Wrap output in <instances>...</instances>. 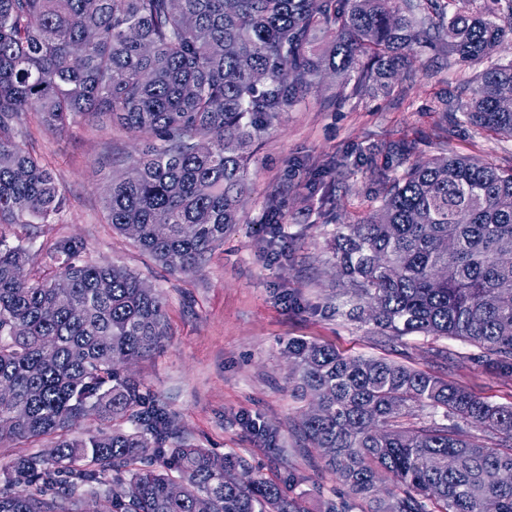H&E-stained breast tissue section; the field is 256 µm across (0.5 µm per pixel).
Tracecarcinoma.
<instances>
[{
    "instance_id": "carcinoma-1",
    "label": "carcinoma",
    "mask_w": 512,
    "mask_h": 512,
    "mask_svg": "<svg viewBox=\"0 0 512 512\" xmlns=\"http://www.w3.org/2000/svg\"><path fill=\"white\" fill-rule=\"evenodd\" d=\"M0 0V443L19 449L0 481V512H82V493L112 512H303L234 456L178 440L170 416L126 375L162 347L166 304L138 274L82 262L59 236L43 275L5 228L48 224L68 207L24 116L59 131L112 116L142 139L103 204L119 234L162 266L194 273L240 223L249 148L322 71L354 92H388L416 48L460 63L512 39L504 13L447 14L448 0ZM80 45L81 55L73 53ZM512 63L488 66L464 105L475 127L512 136ZM167 216L164 234L155 217ZM346 316L391 341L451 338L512 379V169L439 155L387 182L376 210L329 239ZM446 267L451 274L437 277ZM60 279L70 288L61 293ZM285 351L303 411V448L370 512H512V405L384 357H347L302 339ZM98 415L112 428L70 436ZM125 423L131 428H122ZM481 435H476V432ZM54 440L47 453L32 442ZM391 481L387 496L380 485Z\"/></svg>"
}]
</instances>
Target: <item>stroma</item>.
<instances>
[{
    "label": "stroma",
    "instance_id": "stroma-1",
    "mask_svg": "<svg viewBox=\"0 0 512 512\" xmlns=\"http://www.w3.org/2000/svg\"><path fill=\"white\" fill-rule=\"evenodd\" d=\"M410 62L414 81L397 82L390 92L357 97L329 77L281 113L259 142L240 223L207 254L202 270L189 275L170 274L105 220L104 190L125 156L140 149L134 135L107 118L79 120L56 134L36 118L26 123L32 146L70 201L54 223L34 225L21 237L33 264L56 237L72 236L85 244L84 262L126 267L158 289L168 338L162 349L128 364L127 373L165 407L180 439L246 460L305 512H325L331 502L342 512H366V506L344 497L318 450L299 445L295 425L305 404L290 395L288 339L432 370L485 400L512 404V381L468 361L467 343L424 336L384 343L372 324L335 312L346 298L327 250L335 226L324 219L328 208H335L336 224L359 221L378 206L384 178L442 153L512 166V138L473 127L462 112L482 64L423 50ZM273 198L281 220L277 239L265 226ZM439 347L447 349V360H436Z\"/></svg>",
    "mask_w": 512,
    "mask_h": 512
}]
</instances>
